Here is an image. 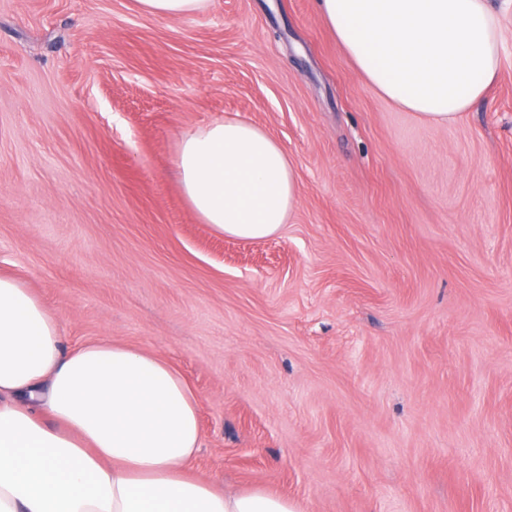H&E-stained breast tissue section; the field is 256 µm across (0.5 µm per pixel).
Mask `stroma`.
I'll use <instances>...</instances> for the list:
<instances>
[{"instance_id":"35a3bbf8","label":"stroma","mask_w":512,"mask_h":512,"mask_svg":"<svg viewBox=\"0 0 512 512\" xmlns=\"http://www.w3.org/2000/svg\"><path fill=\"white\" fill-rule=\"evenodd\" d=\"M429 124L363 79L315 0H0V272L64 349L157 355L197 396L193 468L302 512H512V33ZM250 121L299 205L217 235L182 136ZM134 7L148 17L180 18L206 10L210 0H134Z\"/></svg>"}]
</instances>
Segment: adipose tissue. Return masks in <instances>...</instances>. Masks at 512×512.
<instances>
[{
  "mask_svg": "<svg viewBox=\"0 0 512 512\" xmlns=\"http://www.w3.org/2000/svg\"><path fill=\"white\" fill-rule=\"evenodd\" d=\"M358 73L426 123L482 99L500 66L512 0H317ZM176 166L198 218L262 240L299 204L296 169L259 126L186 134ZM197 398L162 358L108 340L64 350L59 321L0 275V512H300L262 488L224 494L197 477Z\"/></svg>",
  "mask_w": 512,
  "mask_h": 512,
  "instance_id": "1",
  "label": "adipose tissue"
}]
</instances>
